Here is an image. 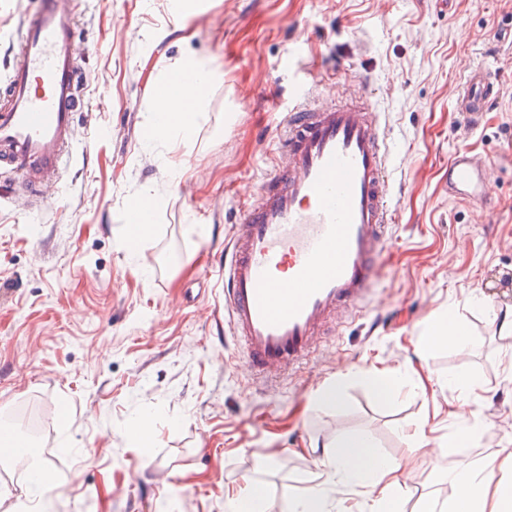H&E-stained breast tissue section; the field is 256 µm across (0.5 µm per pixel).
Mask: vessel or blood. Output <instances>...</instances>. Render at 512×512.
<instances>
[{
  "label": "vessel or blood",
  "instance_id": "b4317fda",
  "mask_svg": "<svg viewBox=\"0 0 512 512\" xmlns=\"http://www.w3.org/2000/svg\"><path fill=\"white\" fill-rule=\"evenodd\" d=\"M18 29L22 57L0 82V168L36 189L64 170L81 104L72 44L74 17L56 0H36ZM192 70L171 75L155 97L199 86ZM486 68L469 71L456 108L478 119L498 97ZM289 163L263 180L257 202L242 205L243 222L224 246V319L243 343L252 375L286 369L308 355L341 309L360 308L376 276L393 221L388 169L392 157L378 113L333 102L317 108L302 94L275 137ZM490 162L455 152L448 195L490 208Z\"/></svg>",
  "mask_w": 512,
  "mask_h": 512
}]
</instances>
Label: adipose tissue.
<instances>
[{"label": "adipose tissue", "instance_id": "ef3b65f1", "mask_svg": "<svg viewBox=\"0 0 512 512\" xmlns=\"http://www.w3.org/2000/svg\"><path fill=\"white\" fill-rule=\"evenodd\" d=\"M204 100L203 93L190 94L184 107L174 108L155 100V111L163 112L159 131L190 132ZM320 483L289 499L287 512H343V493L353 491L367 502L369 512H404L409 491L402 466L377 448L372 437L356 434L336 438L327 445ZM448 493L440 508L422 503L419 512H512V448L495 449L486 460L444 475Z\"/></svg>", "mask_w": 512, "mask_h": 512}]
</instances>
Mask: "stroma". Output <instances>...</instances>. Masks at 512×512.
Returning <instances> with one entry per match:
<instances>
[{
  "mask_svg": "<svg viewBox=\"0 0 512 512\" xmlns=\"http://www.w3.org/2000/svg\"><path fill=\"white\" fill-rule=\"evenodd\" d=\"M82 103L63 175L38 201L0 169V422L42 413L37 454L55 473L47 512H226L259 482L267 512L317 484L323 446L370 435L409 464L406 512L442 500L451 468L512 445V335L468 304L489 293L512 307V0H58ZM19 0H0V79L17 59ZM215 70L191 135L152 134L156 85L181 61ZM489 68L499 98L479 125L456 110L469 71ZM367 102L392 143L396 222L374 292L339 312L293 372L250 376L229 361L240 345L224 323V241L241 198L287 155L270 152L299 95ZM496 163L493 215L449 198L458 147ZM155 202V231L133 251L124 215ZM454 310L468 342L423 352L418 338ZM395 373L380 402L348 379L341 407L316 393L348 369ZM467 370L483 387L485 426L471 446L410 463L459 428ZM146 419L152 443L129 427ZM27 462L0 457V512L30 484Z\"/></svg>",
  "mask_w": 512,
  "mask_h": 512,
  "instance_id": "obj_1",
  "label": "stroma"
}]
</instances>
